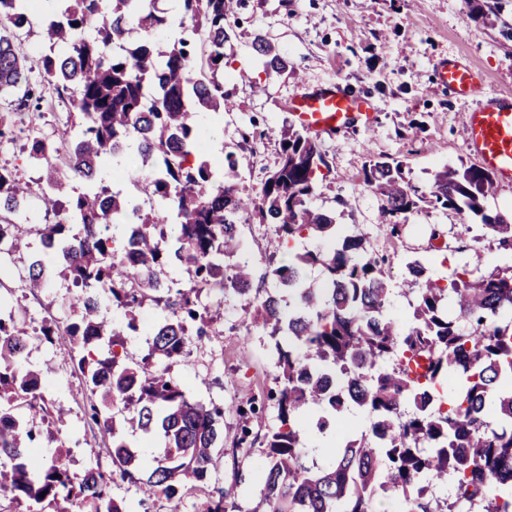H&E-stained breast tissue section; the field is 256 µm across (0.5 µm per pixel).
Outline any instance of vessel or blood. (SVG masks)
Segmentation results:
<instances>
[{
	"instance_id": "1",
	"label": "vessel or blood",
	"mask_w": 512,
	"mask_h": 512,
	"mask_svg": "<svg viewBox=\"0 0 512 512\" xmlns=\"http://www.w3.org/2000/svg\"><path fill=\"white\" fill-rule=\"evenodd\" d=\"M435 80L457 98L476 100V107L463 115L468 146L487 170L512 180V97L486 92L483 76L461 59L440 62ZM288 108L300 126L317 136L337 135L356 124L368 128L375 121L370 102L335 84L299 94Z\"/></svg>"
}]
</instances>
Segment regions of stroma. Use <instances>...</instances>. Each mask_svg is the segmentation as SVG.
<instances>
[{
    "instance_id": "35a3bbf8",
    "label": "stroma",
    "mask_w": 512,
    "mask_h": 512,
    "mask_svg": "<svg viewBox=\"0 0 512 512\" xmlns=\"http://www.w3.org/2000/svg\"><path fill=\"white\" fill-rule=\"evenodd\" d=\"M229 23L236 38L225 59L224 88L234 107L215 124L195 118L214 145L207 154L212 163L234 155L241 185L257 193L277 165L278 132L294 123L288 99L301 87L337 84L371 99L376 120L371 128L356 127L336 140L318 138L324 162L316 173L312 204L335 212L338 223L357 225L367 250L388 257L391 315L405 324L412 312L408 261L420 260L438 277L457 272L471 279L487 272L484 255H495L498 266L512 265V254L483 238L480 223L425 201L405 221L401 236L390 237L382 201L365 181L366 168L381 158L399 163L406 181L427 194L442 166L475 165L462 121L474 103L438 87L435 67L448 58L467 57L485 75L490 91L512 93V42L500 36L498 27L473 18L467 0H246ZM258 35L287 58L286 74L267 75L252 48ZM271 236V225L254 219L238 226L236 259L249 264L253 286L262 292L274 290L269 271L287 259L272 254ZM474 236L483 239L477 253L468 247ZM72 295L60 278L38 300L24 297L11 279L0 282V300L30 328L44 320L62 327L74 321ZM199 302L219 314L208 335L191 336L169 372L193 399L223 406L224 441L214 452L207 481L182 489L181 510L207 512L220 500L227 512H254L260 498L257 474L267 463L264 436L278 424L277 406L268 399L277 388L274 344L250 328L252 308L235 291L206 290ZM27 365L40 376L47 401L68 409L52 439L41 441L42 460L63 459L77 481L92 468L110 476L108 496L126 512H168L164 493L146 480L124 479L113 465L112 440L88 417L76 363L58 347L36 341ZM250 400L259 412L251 436L239 446L235 408ZM221 488L228 493L223 500L217 495Z\"/></svg>"
}]
</instances>
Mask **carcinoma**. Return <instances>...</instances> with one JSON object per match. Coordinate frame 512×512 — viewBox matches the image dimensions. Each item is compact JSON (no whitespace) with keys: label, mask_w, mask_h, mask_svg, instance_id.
Here are the masks:
<instances>
[{"label":"carcinoma","mask_w":512,"mask_h":512,"mask_svg":"<svg viewBox=\"0 0 512 512\" xmlns=\"http://www.w3.org/2000/svg\"><path fill=\"white\" fill-rule=\"evenodd\" d=\"M36 0H0V99L24 89L18 107L0 112V141L14 140L22 110L41 117L44 92L68 91L81 120L73 135L55 141L31 133L24 146L27 165L44 172L41 208L57 217L32 224L18 202L31 193L16 169L0 166V250L14 256L18 231L29 233L59 257V275L77 288L78 318L64 330L71 359L78 360L90 394L91 421L112 436V463L122 476L145 469L123 438L140 431L156 439L159 453L147 481L180 512L179 488L204 482L213 451L224 436V408L190 398L168 368L146 370L129 354L123 336L134 321L114 325L101 315L99 291L132 313L151 301L165 316L151 330L148 357L182 356L192 328L205 334L208 312L198 304L205 289L231 288L252 296L248 266L224 264L237 249V225L252 216L273 226L274 252L299 239H333L328 250H306L271 270L277 292L255 296L252 326L262 329L277 353L276 395L280 425L265 435L268 463L260 503L264 512H376L382 494L397 498L401 512H455L432 505V489L451 479L455 503L483 512H512V267L478 280L458 273L443 281L418 260L406 264L416 285L412 316L400 326L388 313L391 288L387 259L370 255L363 234L343 229L336 217L313 208L314 174L324 163L307 132L292 126L281 133L279 161L256 195L239 187L238 162L225 156L221 178L198 135L194 115L233 108L224 90L228 17L242 0H179L180 24L206 31L201 51L184 38L162 43L155 33L168 17L155 0H56L46 21L49 53L24 55L16 31L29 23ZM470 11L494 16L500 35L512 41V0H468ZM139 29L145 36L132 41ZM254 50L265 70H288V60L261 36ZM40 80H33L32 73ZM135 151L142 181L137 190L151 199L112 190L104 158ZM80 177L77 193L70 181ZM365 180L380 195L386 231L401 236L402 222L419 210L424 195L406 182L400 164L375 160ZM492 175L479 167L443 166L434 175L431 203L480 220L486 235L512 251V215L491 213L485 202ZM126 227L130 251L115 249L110 233ZM185 273L171 287L169 268ZM321 268L324 287L308 283L307 271ZM51 267L29 254L19 283L36 297L49 285ZM49 322L27 332L13 309L0 304V495L59 504L70 512L79 503L126 512L107 499L108 481L95 471L75 483L61 459L45 467L32 460L41 430L24 418L46 416L41 380L27 368L31 339L51 345L60 335ZM372 415L369 428L333 449L325 467L302 452L303 419L320 410L316 428L341 426L350 407ZM256 407H237L240 437L247 442Z\"/></svg>","instance_id":"obj_1"}]
</instances>
